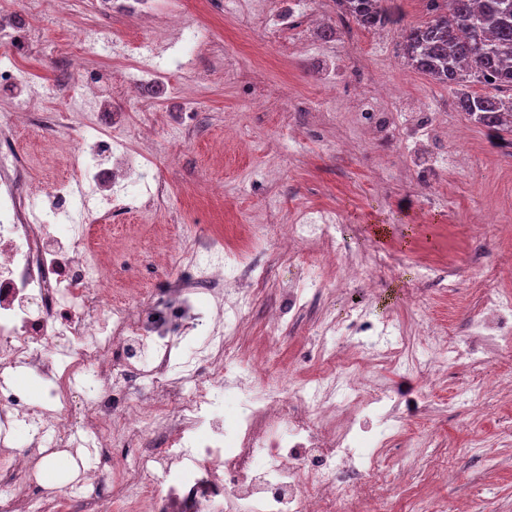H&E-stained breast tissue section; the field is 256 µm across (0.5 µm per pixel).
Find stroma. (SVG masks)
<instances>
[{"label":"stroma","instance_id":"1","mask_svg":"<svg viewBox=\"0 0 512 512\" xmlns=\"http://www.w3.org/2000/svg\"><path fill=\"white\" fill-rule=\"evenodd\" d=\"M383 5L398 23L367 31L340 20L336 0H311L330 26L308 29L306 48L286 49L275 33L242 22L233 0H158L156 15L141 24L128 23L124 7L110 0H0V23L27 32L20 66L39 92L35 108L65 113L84 94L80 70H93L101 79L100 109L83 121L100 130L124 121L135 140L156 147L144 180L151 189L165 184L171 201L161 210L113 217L102 231L112 246L113 288L131 298L166 287L164 240L182 225L231 249L247 243L251 225L285 223L298 209L313 219L337 209L349 255L380 253L401 265L373 286L357 282L323 295L298 327L273 339L264 316L279 297L269 296L249 324L255 357L270 359L273 371L307 381L329 370V362L309 356L324 311L340 315L365 303L372 316L413 323L406 342L419 350L425 325L460 322L478 308L483 291L472 281L473 254L489 263L512 259V132L475 123L459 111L456 88L404 61L401 29L427 21L426 8L414 0ZM173 12L209 31L191 69L171 66L163 83L131 82L128 66L140 62L141 45L152 43L166 57L179 53L167 24ZM182 84L200 90L196 120L187 127L185 100L169 92ZM387 87L403 98L399 120L418 102L441 114L416 149L451 156L452 165L419 168L407 148L365 140L348 101L354 90L379 96ZM241 136L251 150L238 148ZM13 138L31 169L30 187L43 191L67 178L49 160L50 134L22 126ZM430 260L452 265L454 300L419 282L418 267ZM509 369L512 354L491 352L484 363L447 369L422 399L416 374L377 361L376 381L392 388L408 420L385 460L394 467L402 448L422 451L400 497L380 502L381 512H409L420 497L447 500L448 512H512V393L494 389ZM475 378L492 388L482 414L449 408L452 393ZM474 425L484 430L485 447L472 458L452 456Z\"/></svg>","mask_w":512,"mask_h":512}]
</instances>
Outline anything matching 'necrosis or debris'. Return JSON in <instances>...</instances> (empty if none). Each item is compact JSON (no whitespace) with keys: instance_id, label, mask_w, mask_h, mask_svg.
Masks as SVG:
<instances>
[{"instance_id":"obj_1","label":"necrosis or debris","mask_w":512,"mask_h":512,"mask_svg":"<svg viewBox=\"0 0 512 512\" xmlns=\"http://www.w3.org/2000/svg\"><path fill=\"white\" fill-rule=\"evenodd\" d=\"M28 118L54 132L57 163L76 174L52 184L42 207L23 189L26 168L10 143L14 116H0V446L10 447L22 426L34 456L82 448L94 464L55 495L33 467L4 460L0 512H345L347 502L375 512L374 499L396 495L401 484L381 463L405 425L393 391L351 362L305 383L268 381L257 366L253 384L229 378L266 269L191 226L170 240L169 287L117 300L91 257L87 228L162 207L168 193L159 185L143 201L149 155L122 130L75 141L57 134L53 117ZM341 220L329 210L316 224L253 225V242L278 238L311 256L287 291L291 317L271 310V331H287L325 292V266L365 284L389 269L375 255L347 257L336 239ZM478 280L484 305L465 334L440 330L426 354L403 352L400 323L376 329L365 309L353 308L321 322L315 356L334 359L337 341L354 336L363 350L419 373L430 392L448 362L477 358L488 344L512 350V295L500 290L512 266L479 265ZM20 368L41 379L39 400L15 389ZM351 404L359 417L340 422ZM116 448L131 449L130 463L112 466Z\"/></svg>"}]
</instances>
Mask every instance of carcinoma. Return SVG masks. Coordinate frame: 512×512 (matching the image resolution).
Segmentation results:
<instances>
[{
  "label": "carcinoma",
  "instance_id": "cac0c4a2",
  "mask_svg": "<svg viewBox=\"0 0 512 512\" xmlns=\"http://www.w3.org/2000/svg\"><path fill=\"white\" fill-rule=\"evenodd\" d=\"M432 16L404 29L402 57L448 85L512 91V0H429ZM382 0H338L341 16L365 30L392 22ZM460 109L490 129L512 126V97L464 92Z\"/></svg>",
  "mask_w": 512,
  "mask_h": 512
}]
</instances>
